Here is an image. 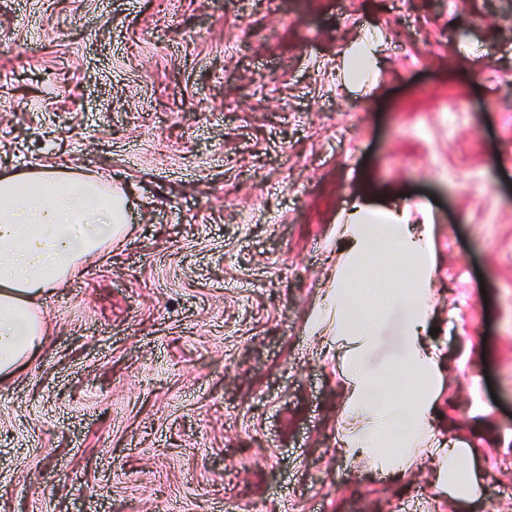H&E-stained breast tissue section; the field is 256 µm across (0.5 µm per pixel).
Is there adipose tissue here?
<instances>
[{"label": "adipose tissue", "instance_id": "ef3b65f1", "mask_svg": "<svg viewBox=\"0 0 512 512\" xmlns=\"http://www.w3.org/2000/svg\"><path fill=\"white\" fill-rule=\"evenodd\" d=\"M127 203L110 193L101 176L64 171L46 164L20 177L0 179V381L10 378L42 350L48 328L40 307L44 295L81 274L86 262L106 253L127 229ZM386 235L385 253L372 244L374 229ZM346 230L349 246L341 261L332 303L338 318L350 315L347 290L359 287L368 308L397 305L407 310L405 333L418 335L428 318L433 250L430 225L414 229L406 209L355 204ZM416 281L407 296L388 295V281ZM358 347L350 360L354 381L350 408L365 421L345 445L357 455H376L380 434L397 447L419 440L430 400L406 402L402 380L393 374L377 378L364 356L374 321L354 324Z\"/></svg>", "mask_w": 512, "mask_h": 512}]
</instances>
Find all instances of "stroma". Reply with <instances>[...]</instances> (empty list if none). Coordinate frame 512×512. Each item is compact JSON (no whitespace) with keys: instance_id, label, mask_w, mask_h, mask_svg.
<instances>
[{"instance_id":"stroma-1","label":"stroma","mask_w":512,"mask_h":512,"mask_svg":"<svg viewBox=\"0 0 512 512\" xmlns=\"http://www.w3.org/2000/svg\"><path fill=\"white\" fill-rule=\"evenodd\" d=\"M37 163L128 231L0 382V512H512V0H0V177ZM363 196L433 220L428 435L379 462L320 325Z\"/></svg>"}]
</instances>
